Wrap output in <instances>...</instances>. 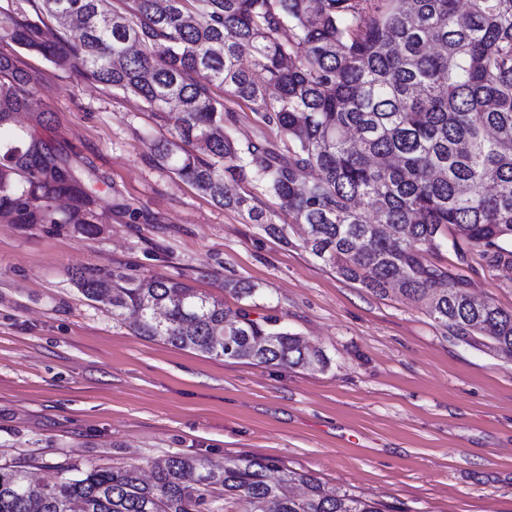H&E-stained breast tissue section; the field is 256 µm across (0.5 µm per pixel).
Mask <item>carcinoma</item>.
<instances>
[{
  "label": "carcinoma",
  "mask_w": 512,
  "mask_h": 512,
  "mask_svg": "<svg viewBox=\"0 0 512 512\" xmlns=\"http://www.w3.org/2000/svg\"><path fill=\"white\" fill-rule=\"evenodd\" d=\"M81 29L78 41L71 26ZM0 39L85 80L132 93L153 112H176L156 161L217 206L291 243L243 182L285 202L299 246L341 277L423 302L443 334L512 356V310L468 301V283L428 262L450 247L492 266L512 265V0H15ZM266 81L256 80V73ZM30 75L0 58V215L14 224H68L94 236L95 179L72 156L15 127L35 111ZM221 85L288 138L240 142L226 125ZM277 89L269 96L267 86ZM314 175L305 180L307 171ZM61 196L69 208L59 212ZM71 281L112 319L136 313L135 335L210 357L304 369L324 351L272 317L232 310L164 276L131 278L84 268ZM239 300L255 284L236 281ZM0 463V512H386L259 456L221 470L173 454L143 478L136 465ZM279 477H271L272 472ZM300 482L302 497L286 486Z\"/></svg>",
  "instance_id": "cac0c4a2"
}]
</instances>
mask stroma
<instances>
[{"label":"stroma","instance_id":"35a3bbf8","mask_svg":"<svg viewBox=\"0 0 512 512\" xmlns=\"http://www.w3.org/2000/svg\"><path fill=\"white\" fill-rule=\"evenodd\" d=\"M0 56L39 83L44 121L23 112L17 127L95 173L104 218L90 239L0 219V462L29 458L39 479L64 460L147 469L174 453L214 464L253 455L387 512H512V361L447 338L423 304L341 278L155 163L150 143L170 137L173 114L12 42L0 41ZM213 94L239 140L287 147L252 105ZM431 260L512 310V269L475 251L460 263L448 247ZM84 267L173 278L247 306L330 365H256L145 340L83 299L70 277ZM230 280L260 293L240 302Z\"/></svg>","mask_w":512,"mask_h":512}]
</instances>
